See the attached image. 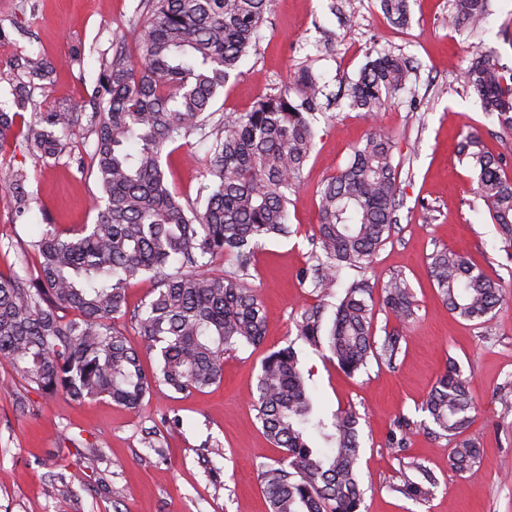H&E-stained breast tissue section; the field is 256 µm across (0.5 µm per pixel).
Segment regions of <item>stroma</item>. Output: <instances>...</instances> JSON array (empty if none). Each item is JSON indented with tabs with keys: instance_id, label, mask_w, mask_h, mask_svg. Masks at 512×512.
I'll return each mask as SVG.
<instances>
[{
	"instance_id": "35a3bbf8",
	"label": "stroma",
	"mask_w": 512,
	"mask_h": 512,
	"mask_svg": "<svg viewBox=\"0 0 512 512\" xmlns=\"http://www.w3.org/2000/svg\"><path fill=\"white\" fill-rule=\"evenodd\" d=\"M140 0H0V60L20 51L63 61L49 101L72 102L91 115L102 60L118 42L133 46L130 24ZM451 0H410V20L398 27L383 15L380 0H273L256 46L236 78L216 99L217 115L249 111L259 95L277 92L301 67L321 77L331 102L314 123L315 147L300 188L288 206L292 236L270 240L256 253L247 283L257 288L268 314L261 347L224 356V380L208 392L178 394L154 387L143 409L110 398L80 404L23 390L0 362V512H55L69 495V512H267L258 467L281 452L264 436L250 394L267 351H297L318 416L340 409L360 417L358 464L361 512H512V245L473 191L474 172L461 152L467 136L512 163V133L482 111L466 73L483 51L512 70V0H490L478 33L448 24ZM390 52L413 62L415 76L393 103L374 117L350 107L342 91L357 79L369 51ZM380 126L393 137L398 167L397 222L373 266L342 274L334 293L357 278L381 291L393 276L414 295V317L397 328L376 303L374 333L400 330L392 364L369 363L349 375L328 350L310 348L295 321L320 295L300 279L317 251L321 184L350 160L365 132ZM90 127L75 130L56 162L35 161L14 144L0 151L4 163L24 168L34 201L16 217L0 193V274L22 272L32 261L30 242L44 224H91V202L100 194L91 156ZM448 249L482 267L506 290L504 303L482 320L466 321L444 305L430 276L432 255ZM457 364L477 410L468 430L480 462L460 474L448 462L447 439L429 434L421 406L448 364ZM27 408L19 410L17 396ZM179 417L161 428L166 462H148L144 431L162 417ZM406 423V448L389 433ZM437 478L428 496L399 493L418 480V467Z\"/></svg>"
}]
</instances>
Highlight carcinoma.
Here are the masks:
<instances>
[{
	"mask_svg": "<svg viewBox=\"0 0 512 512\" xmlns=\"http://www.w3.org/2000/svg\"><path fill=\"white\" fill-rule=\"evenodd\" d=\"M272 0H143L133 20L136 55L124 46L101 65L99 111L90 119L92 154L102 197L96 220L76 229L47 224L30 244L33 270L0 275V360L20 384L74 403L108 397L128 409L142 407L159 384L176 393L202 392L223 378L227 351L259 347L268 315L249 287L256 249L287 238L289 196L300 186L314 148L312 119L322 111L323 86L312 69H300L288 85L258 98L248 112L214 120L216 97L255 47ZM385 17L409 23L408 0H381ZM488 0H452L448 23L480 28ZM413 67L391 53H377L346 87L350 106L368 115L383 112L406 88ZM57 77V64L35 52L15 54L0 65L15 111L0 108V151L14 139L46 162L64 153L63 139L81 125L82 113L61 101L37 111ZM468 85L489 116L512 131V77L482 57L468 71ZM30 116H25V113ZM211 140L208 173L213 180L196 195L175 192L169 181L174 144ZM393 140L373 128L348 164L320 187V254L305 271L320 293L345 269H365L388 240L397 207L398 176ZM463 154L477 173V193L505 240L512 244V176L500 156L480 149L470 136ZM0 188L21 216L30 209L28 173L10 168ZM225 261L232 270L213 272ZM430 272L448 310L475 321L504 301L500 284L462 256L441 250ZM156 282L149 300L132 310V282ZM382 301L399 324L414 315L408 282L391 278ZM326 306L303 309L298 335L318 349L328 346L338 367L353 374L372 360L390 365L401 334L372 336V288L351 283L325 325ZM134 321L157 366L146 372L129 344L123 319ZM251 406L269 442L283 451L261 466L269 512H360L359 417L337 412L332 421L314 415V403L296 352L290 346L262 360ZM475 410L467 381L456 366L437 380L424 403L434 433L453 443L451 468L460 473L479 463L480 448L467 435ZM317 434L330 448L313 446ZM423 482L406 480L402 494L421 499L436 484L421 466Z\"/></svg>",
	"mask_w": 512,
	"mask_h": 512,
	"instance_id": "carcinoma-1",
	"label": "carcinoma"
}]
</instances>
